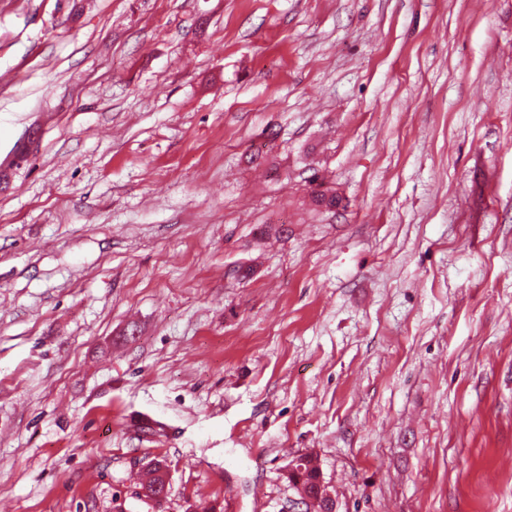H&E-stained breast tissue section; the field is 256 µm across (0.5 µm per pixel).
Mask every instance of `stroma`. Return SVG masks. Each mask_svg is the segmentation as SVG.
Wrapping results in <instances>:
<instances>
[{"label":"stroma","instance_id":"35a3bbf8","mask_svg":"<svg viewBox=\"0 0 512 512\" xmlns=\"http://www.w3.org/2000/svg\"><path fill=\"white\" fill-rule=\"evenodd\" d=\"M0 173V512H512V0H0ZM308 459L304 455H295L289 461L286 469L287 479L296 485H301L303 489V495L300 497H308L312 501V506L317 505L320 512H324L325 499L321 492V485L316 484V480L321 475L318 467L306 468V472L302 480L293 481L290 476L302 475L305 471Z\"/></svg>","mask_w":512,"mask_h":512}]
</instances>
